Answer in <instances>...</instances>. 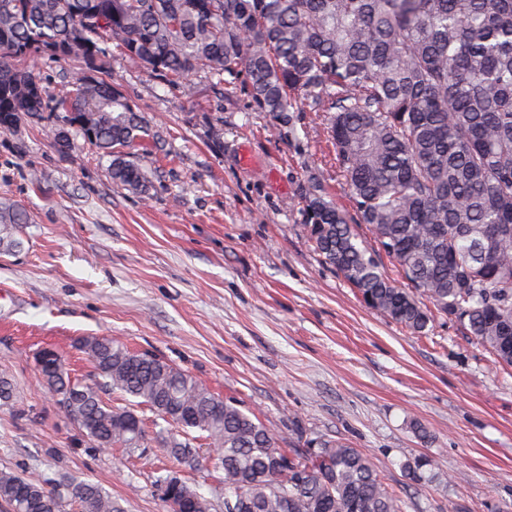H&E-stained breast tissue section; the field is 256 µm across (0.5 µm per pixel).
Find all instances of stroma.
Segmentation results:
<instances>
[{"label":"stroma","instance_id":"35a3bbf8","mask_svg":"<svg viewBox=\"0 0 512 512\" xmlns=\"http://www.w3.org/2000/svg\"><path fill=\"white\" fill-rule=\"evenodd\" d=\"M110 78L153 138L135 163L147 192L116 186L109 157L75 135L59 154L40 122L0 133V199L24 207L20 250L0 252V468L62 461L127 512H168L154 485L179 471L202 489L224 474L191 471L158 449L89 450L43 387L38 351L91 375L80 336L151 351L252 410L279 436L298 422L367 453L404 512H512V369L438 319L416 334L369 308L314 250L301 194L334 151L317 113L295 132L240 88L203 77L168 83L113 55ZM437 462L418 485L405 470Z\"/></svg>","mask_w":512,"mask_h":512}]
</instances>
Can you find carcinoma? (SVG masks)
Wrapping results in <instances>:
<instances>
[{"label": "carcinoma", "mask_w": 512, "mask_h": 512, "mask_svg": "<svg viewBox=\"0 0 512 512\" xmlns=\"http://www.w3.org/2000/svg\"><path fill=\"white\" fill-rule=\"evenodd\" d=\"M112 44L155 76L240 86L290 130L300 113H323L332 177L351 202L339 208L324 173L307 176L303 209L324 262L412 332L448 320L512 366V0H0V132L53 115L58 153L79 134L111 158L114 183L144 193L149 177L128 150L151 133L107 80ZM42 57L84 76L56 96L28 68ZM28 222L1 200L0 249L21 247L12 227ZM75 348L93 379L71 377L61 359L39 371L90 448H141L145 407L167 424L160 450L183 467L200 466L199 442L210 448L224 489L237 491L224 512H403L347 442L293 423L283 448L253 411L153 354L101 336ZM15 401L1 375L0 406ZM407 469L419 482L436 461ZM155 485L183 512H216L215 496L173 472ZM0 501L10 512H125L100 485L38 465L0 469Z\"/></svg>", "instance_id": "cac0c4a2"}]
</instances>
